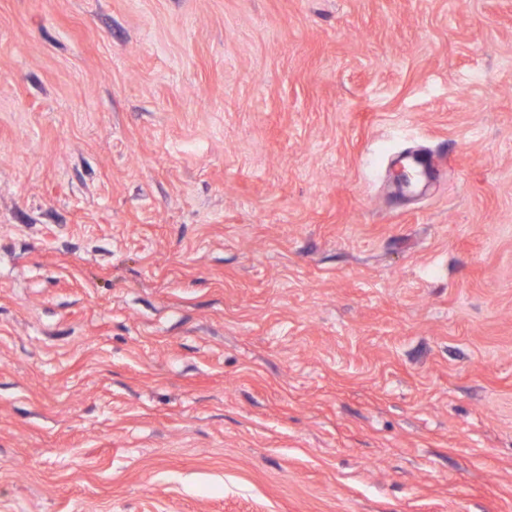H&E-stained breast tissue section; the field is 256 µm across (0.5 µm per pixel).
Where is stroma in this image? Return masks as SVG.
I'll return each instance as SVG.
<instances>
[{
	"label": "stroma",
	"instance_id": "35a3bbf8",
	"mask_svg": "<svg viewBox=\"0 0 512 512\" xmlns=\"http://www.w3.org/2000/svg\"><path fill=\"white\" fill-rule=\"evenodd\" d=\"M0 512H512V0H0Z\"/></svg>",
	"mask_w": 512,
	"mask_h": 512
}]
</instances>
